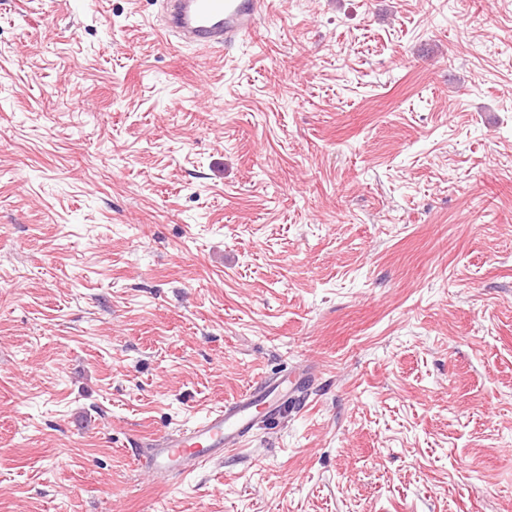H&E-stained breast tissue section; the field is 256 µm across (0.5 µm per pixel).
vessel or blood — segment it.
Listing matches in <instances>:
<instances>
[{"mask_svg":"<svg viewBox=\"0 0 512 512\" xmlns=\"http://www.w3.org/2000/svg\"><path fill=\"white\" fill-rule=\"evenodd\" d=\"M153 21L166 42L209 51L250 37L268 16L272 0H159ZM279 381L261 377L255 385L209 410L190 427L175 429L137 448L135 460L155 474L185 477L240 447L258 420L274 415L284 396Z\"/></svg>","mask_w":512,"mask_h":512,"instance_id":"b4317fda","label":"vessel or blood"}]
</instances>
